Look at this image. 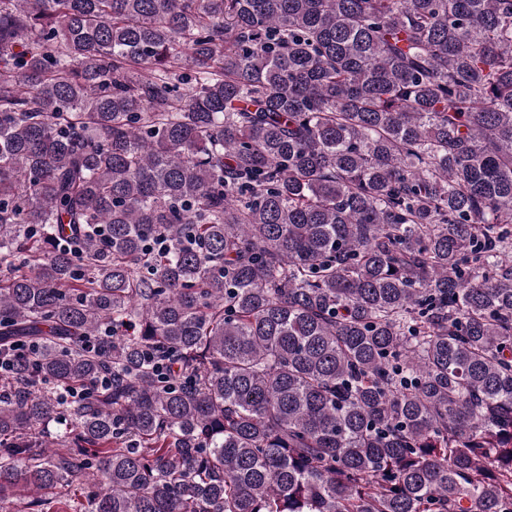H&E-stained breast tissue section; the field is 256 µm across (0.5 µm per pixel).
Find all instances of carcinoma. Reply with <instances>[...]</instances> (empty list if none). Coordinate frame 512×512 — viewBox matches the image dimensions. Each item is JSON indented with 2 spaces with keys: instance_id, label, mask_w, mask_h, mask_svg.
I'll list each match as a JSON object with an SVG mask.
<instances>
[{
  "instance_id": "cac0c4a2",
  "label": "carcinoma",
  "mask_w": 512,
  "mask_h": 512,
  "mask_svg": "<svg viewBox=\"0 0 512 512\" xmlns=\"http://www.w3.org/2000/svg\"><path fill=\"white\" fill-rule=\"evenodd\" d=\"M0 512H512V0H0Z\"/></svg>"
}]
</instances>
